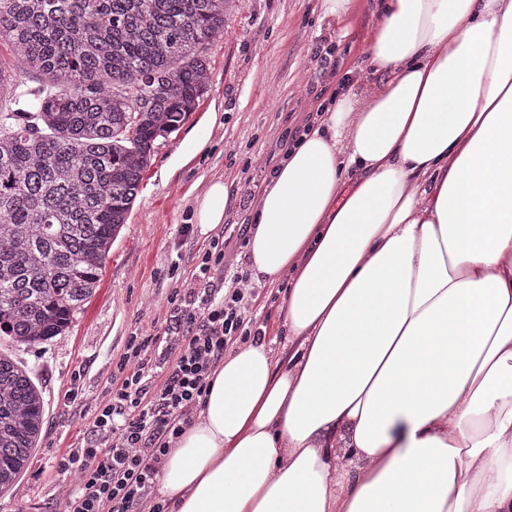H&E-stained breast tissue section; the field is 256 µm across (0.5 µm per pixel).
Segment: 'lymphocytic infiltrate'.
I'll use <instances>...</instances> for the list:
<instances>
[{
  "mask_svg": "<svg viewBox=\"0 0 512 512\" xmlns=\"http://www.w3.org/2000/svg\"><path fill=\"white\" fill-rule=\"evenodd\" d=\"M224 246L219 233L198 252L184 290L168 301L169 325L130 336L90 421L95 443L58 463L59 474L78 477L68 512H166L155 476L171 442L190 426L225 347L263 336L253 311L260 293L246 269L226 263Z\"/></svg>",
  "mask_w": 512,
  "mask_h": 512,
  "instance_id": "1",
  "label": "lymphocytic infiltrate"
}]
</instances>
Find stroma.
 I'll use <instances>...</instances> for the list:
<instances>
[{
	"label": "stroma",
	"mask_w": 512,
	"mask_h": 512,
	"mask_svg": "<svg viewBox=\"0 0 512 512\" xmlns=\"http://www.w3.org/2000/svg\"><path fill=\"white\" fill-rule=\"evenodd\" d=\"M372 4L359 0L350 18L335 21L322 0H229L224 36L209 50V92L179 129L157 139L95 293L65 335L15 351L35 375L46 415L31 466L0 496V512H59L58 457L89 438L131 333L166 321L167 299L182 285L172 266L190 268L209 242L181 231L209 182L220 176L228 188L225 223L247 225L286 132L304 126L327 93L370 88ZM257 288V318L275 356L287 357L286 291L265 281Z\"/></svg>",
	"instance_id": "stroma-1"
}]
</instances>
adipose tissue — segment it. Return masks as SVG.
Here are the masks:
<instances>
[{
  "instance_id": "obj_1",
  "label": "adipose tissue",
  "mask_w": 512,
  "mask_h": 512,
  "mask_svg": "<svg viewBox=\"0 0 512 512\" xmlns=\"http://www.w3.org/2000/svg\"><path fill=\"white\" fill-rule=\"evenodd\" d=\"M365 53L251 218L296 350L225 355L168 512H512V0H381Z\"/></svg>"
}]
</instances>
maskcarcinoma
I'll list each match as a JSON object with an SVG mask.
<instances>
[{"label": "carcinoma", "instance_id": "carcinoma-1", "mask_svg": "<svg viewBox=\"0 0 512 512\" xmlns=\"http://www.w3.org/2000/svg\"><path fill=\"white\" fill-rule=\"evenodd\" d=\"M225 0H0L7 37L38 76L0 61V335L20 347L69 327L94 294L157 138L210 87ZM45 402L0 347V493L26 471Z\"/></svg>", "mask_w": 512, "mask_h": 512}]
</instances>
